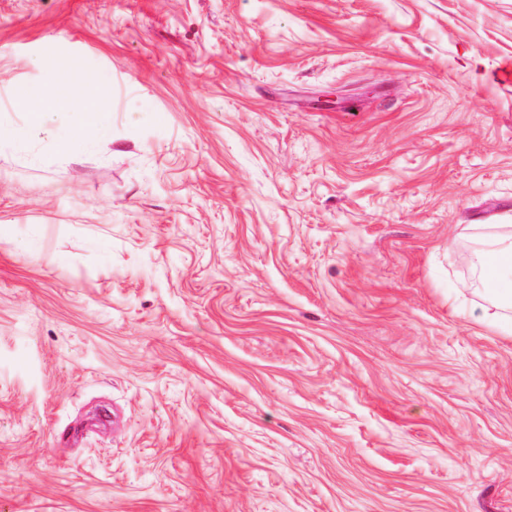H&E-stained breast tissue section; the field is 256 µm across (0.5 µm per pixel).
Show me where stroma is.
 I'll return each mask as SVG.
<instances>
[{
    "label": "stroma",
    "instance_id": "1",
    "mask_svg": "<svg viewBox=\"0 0 512 512\" xmlns=\"http://www.w3.org/2000/svg\"><path fill=\"white\" fill-rule=\"evenodd\" d=\"M512 0H0V512H512ZM102 75H90L59 69L42 86L18 85L14 99L24 108L25 126L4 129L0 126V149L24 153L31 132L44 133L58 153L76 158L101 141L112 139V111L97 99L94 88L104 81ZM78 104L74 122L61 128L47 126L49 113L72 111ZM489 233L490 247L479 255L481 288H476L497 306L506 309V317H498L495 326L506 336L512 335V225L494 224Z\"/></svg>",
    "mask_w": 512,
    "mask_h": 512
}]
</instances>
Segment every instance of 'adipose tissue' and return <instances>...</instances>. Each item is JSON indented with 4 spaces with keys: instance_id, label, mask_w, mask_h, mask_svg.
Wrapping results in <instances>:
<instances>
[{
    "instance_id": "adipose-tissue-1",
    "label": "adipose tissue",
    "mask_w": 512,
    "mask_h": 512,
    "mask_svg": "<svg viewBox=\"0 0 512 512\" xmlns=\"http://www.w3.org/2000/svg\"><path fill=\"white\" fill-rule=\"evenodd\" d=\"M101 75H90L60 69L41 86L19 85L14 99L25 110V126L21 129L0 127V149L25 152L32 133L45 134L58 153L78 157L99 142L112 137V112L97 99L94 88L101 84ZM73 110L77 116L70 125L51 128L49 113ZM491 244L479 256L480 291L497 306L506 309L505 317L496 326L504 335H512V225H495L490 233Z\"/></svg>"
}]
</instances>
